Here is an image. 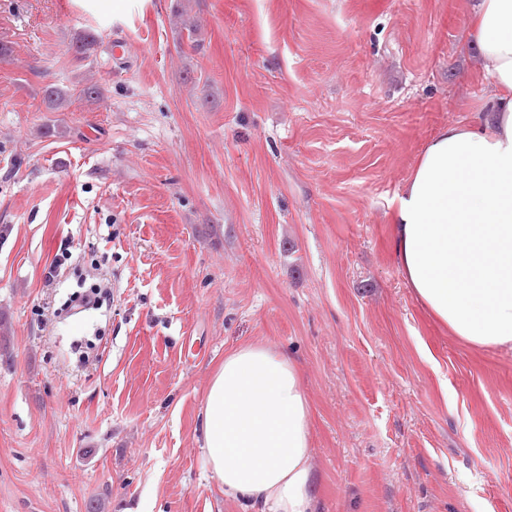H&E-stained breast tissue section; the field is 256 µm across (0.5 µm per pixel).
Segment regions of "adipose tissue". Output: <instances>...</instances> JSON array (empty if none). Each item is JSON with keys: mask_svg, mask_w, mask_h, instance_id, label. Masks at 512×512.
Returning <instances> with one entry per match:
<instances>
[{"mask_svg": "<svg viewBox=\"0 0 512 512\" xmlns=\"http://www.w3.org/2000/svg\"><path fill=\"white\" fill-rule=\"evenodd\" d=\"M469 47L488 81L479 123L443 128L394 206L409 288L454 336L512 349V0H473ZM206 466L259 512H316L309 410L295 361L261 345L225 356L204 393Z\"/></svg>", "mask_w": 512, "mask_h": 512, "instance_id": "obj_1", "label": "adipose tissue"}]
</instances>
